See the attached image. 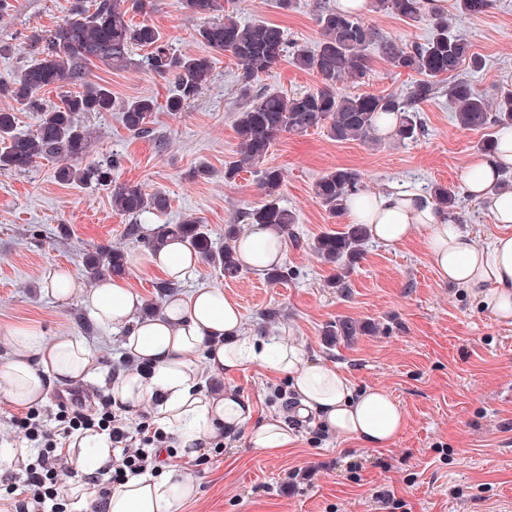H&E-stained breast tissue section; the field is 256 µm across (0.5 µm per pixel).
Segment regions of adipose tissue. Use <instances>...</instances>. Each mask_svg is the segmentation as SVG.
I'll return each mask as SVG.
<instances>
[{
    "mask_svg": "<svg viewBox=\"0 0 512 512\" xmlns=\"http://www.w3.org/2000/svg\"><path fill=\"white\" fill-rule=\"evenodd\" d=\"M512 169V130L497 137L494 159L471 156L460 172L465 193L485 205L497 231L478 245L471 231L449 221L446 214L423 203L419 194L385 191L354 198L351 222L367 225L371 238L398 245L421 238L428 260L443 283L465 289L505 325H512V192L495 193L501 170ZM286 245L274 227L256 225L237 243L242 268L259 274L282 264ZM198 263L179 240L146 253L140 266L179 281ZM86 302L102 325L125 329L123 348L140 363L137 371L113 374L108 395L115 410L134 412L152 407L160 422L177 437L182 454L196 457L203 444L220 432L242 430L248 447L281 453L294 441L278 418L255 421L249 401L234 388L203 390L194 354H203L211 373L231 376L261 363L288 378L296 395L295 411L314 419L337 437L366 448L391 447L405 427L398 402L384 389L357 388L351 378L328 363L307 358L295 337L247 335L236 302L215 288H199L168 301L162 315L143 317L141 297L123 281L105 280L91 288ZM15 355L0 362V391L19 408L42 403L56 387L98 376L84 341L77 337L45 342L28 329L9 334ZM112 461L104 434L87 433L69 450V462L85 474ZM75 508L101 500L103 512H179L196 487L180 472L165 469L144 473L98 497L91 483L69 488Z\"/></svg>",
    "mask_w": 512,
    "mask_h": 512,
    "instance_id": "1",
    "label": "adipose tissue"
}]
</instances>
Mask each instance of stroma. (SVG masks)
Instances as JSON below:
<instances>
[{"label": "stroma", "instance_id": "stroma-1", "mask_svg": "<svg viewBox=\"0 0 512 512\" xmlns=\"http://www.w3.org/2000/svg\"><path fill=\"white\" fill-rule=\"evenodd\" d=\"M88 2L9 0V10L0 14L5 47L0 79L31 60L33 28L56 27L76 4ZM314 2L294 0L288 9L280 0H232L231 7L238 20H266L280 26L289 43L312 47L319 39ZM448 16L455 33L485 61L472 75L477 87L491 98L512 91V0H494L478 18L463 16L453 6ZM133 19L154 23L179 53L210 57L212 81L173 114L164 107L173 83L140 66L141 50L133 51V64L122 71L92 66L116 105L109 112L78 115V123L91 130L81 163L116 156L113 182L135 181L146 192L166 195L168 210L147 216L144 231L192 215L203 220L214 243H223L225 224L264 201L256 173L242 172L230 184L224 180L225 167L238 158L236 62L193 39L199 20L179 0H152L148 14ZM412 81L376 53L365 78L346 89L402 94ZM258 86L291 95L317 89L319 78L287 59ZM144 96L156 99L159 108L150 118L149 136L141 137L124 126L121 106ZM422 115L425 135L406 144L388 132L373 143L337 142L323 129L282 136L263 165L283 171L281 203L299 216L297 238L286 244L288 280L271 284L248 270L228 279L201 262L179 288L183 295L220 288L239 304L249 334L292 332L308 357L337 365L357 387L386 389L404 412L402 434L388 448L344 441L312 420L297 418L287 378L267 366L228 378L209 373L203 357H195L205 389L235 388L252 402L256 418L281 419L297 442L288 453L268 455L235 436L209 449L196 466L179 452L167 457L166 467L196 486L195 497L180 512H378L377 496L387 490L406 502L408 512H512V326L499 324L464 289L443 284L420 240L388 246L368 241L346 277L344 293L327 287L332 269L310 250L315 237L337 227L313 195L315 181L330 169H357L372 192L423 194L436 182L460 186L459 173L476 154L481 133L455 126L444 94L424 104ZM202 165L208 175L192 178L193 169ZM128 228V220L112 208L110 188L60 183L51 162L0 174V362L15 353L9 330L26 328L48 342L76 336L103 371L78 388L91 401L105 394L107 373L127 365L123 333L96 323L86 306L85 255L103 245L123 248L130 257L125 282L157 310L168 302L156 288L159 275L137 266L145 248ZM52 266L68 268L76 280L67 303H58L43 286ZM339 319L369 330L328 344L325 327ZM309 467L316 470L312 481L288 487L291 471Z\"/></svg>", "mask_w": 512, "mask_h": 512}]
</instances>
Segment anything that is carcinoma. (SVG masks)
I'll return each mask as SVG.
<instances>
[{"mask_svg": "<svg viewBox=\"0 0 512 512\" xmlns=\"http://www.w3.org/2000/svg\"><path fill=\"white\" fill-rule=\"evenodd\" d=\"M182 8L208 21L195 29L194 38L215 51L230 54L240 69L237 83L240 105L234 127L239 140V159L224 170V181L232 183L243 169L266 157L273 143L283 134L305 135L325 129L338 142L374 140L384 117L396 115L394 132L399 141H413L424 135L421 105L446 90L453 106V118L461 131L486 130L479 148L493 157L496 133L512 127V92L495 99L483 93L465 73L463 65L476 72L482 60L472 52L470 43L452 31L444 14L428 15L423 0H371L376 13L390 14L408 23L428 22L430 35L422 43H407L364 21L354 12H341L322 2L313 6L319 41L314 49L288 46L284 31L277 25L256 19L242 23L225 10L222 0H180ZM493 5V0H459L462 13L478 18ZM145 12L150 0H95L94 9L80 7L54 29H36L30 35L35 57L10 79L0 80V100L10 102L0 108V173L21 172L41 160L56 165V179L62 183L95 182L112 187V207L130 219L128 231L138 234L146 214H161L168 209V198L147 193L138 182L112 185L116 161L103 159L84 168L77 161L86 153L89 130L76 122L80 113L112 110V90L90 80L91 66L99 62L113 70L131 63L135 48L145 49L143 66L160 77L174 79L167 99L170 112H180L210 84L212 61L208 57L177 53L161 31L144 20L129 19V9ZM374 48L390 66L418 76L407 96L395 94H355L343 91L344 84L363 78L371 66L368 49ZM303 70L317 74L320 86L314 91L286 95L276 91H258L260 77L284 57ZM76 91L68 90V87ZM62 90L61 104L44 105L40 92L46 88ZM156 109L150 97H138L122 106L125 126L137 133L149 132L148 121ZM40 113L32 134L16 132V113ZM283 173L276 168L260 171L259 186L264 202L234 219L224 228V246L217 248L210 233L197 217H186L179 224H162L152 230L143 244L158 250L175 237L200 259L236 278L241 272L235 244L241 234L239 221L268 224L283 237L294 235L298 223L295 211L280 204ZM363 175L354 168L336 167L324 173L313 186L316 200L333 218L347 212L348 202L366 192ZM429 199L435 207L460 222L458 192L446 185L430 188ZM368 231L363 224H344L315 237L310 250L336 270L327 280L329 288H343L346 274L363 258ZM127 256L116 248L101 247L83 260L86 279L97 281L106 276L126 274ZM365 331L349 319H339L325 327L331 341L349 338Z\"/></svg>", "mask_w": 512, "mask_h": 512, "instance_id": "1", "label": "carcinoma"}]
</instances>
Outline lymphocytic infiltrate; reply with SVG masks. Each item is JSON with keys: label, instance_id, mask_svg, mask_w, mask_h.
Segmentation results:
<instances>
[{"label": "lymphocytic infiltrate", "instance_id": "1", "mask_svg": "<svg viewBox=\"0 0 512 512\" xmlns=\"http://www.w3.org/2000/svg\"><path fill=\"white\" fill-rule=\"evenodd\" d=\"M11 424L35 452L16 473L0 480V497L12 500L15 512H69L62 477L70 470L65 447L74 434L104 431L111 440L112 463L93 481L102 495L129 477L156 469L159 451L169 443L163 430L145 421L129 423L113 412L109 397L89 407L76 391L60 398L54 428H45L33 407L12 416Z\"/></svg>", "mask_w": 512, "mask_h": 512}]
</instances>
